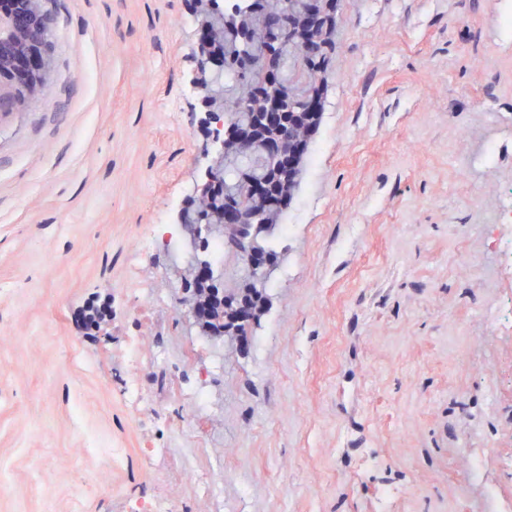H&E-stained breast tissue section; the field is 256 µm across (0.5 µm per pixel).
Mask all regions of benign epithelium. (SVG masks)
<instances>
[{"label": "benign epithelium", "instance_id": "1", "mask_svg": "<svg viewBox=\"0 0 512 512\" xmlns=\"http://www.w3.org/2000/svg\"><path fill=\"white\" fill-rule=\"evenodd\" d=\"M269 15L277 26L297 25L298 50L304 54L334 33V22L323 16L311 20L305 15L292 17L278 8V0H268ZM195 42L194 68L189 82L201 95L204 121L208 125L212 148L197 162L199 181L198 205L215 217L210 224H192L181 208L175 223L195 236H222L238 243L242 262L250 274L248 287L260 286L274 269V257L255 248L256 239L268 223V212L254 205H239L226 209L223 202L208 191L220 181L224 163L235 157L254 159L261 170L281 179L282 189L293 188V176L308 147L309 129L290 130L283 127L288 113L282 111L284 94L271 91L270 99L246 95L243 102L249 111L260 113L262 123L245 127L230 140L223 136L224 128L236 119L234 105L224 95L213 90L217 66L208 53L212 44L224 43V28L215 19L224 15V0H194ZM53 24L52 16L43 9L42 0H13L11 8L0 11V114L19 112L52 80V43L46 37ZM233 29L240 33L241 43L260 35L248 14L233 18ZM312 87L305 97L308 121H319L323 105L322 73L312 72L308 80Z\"/></svg>", "mask_w": 512, "mask_h": 512}]
</instances>
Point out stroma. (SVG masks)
Listing matches in <instances>:
<instances>
[{"label": "stroma", "mask_w": 512, "mask_h": 512, "mask_svg": "<svg viewBox=\"0 0 512 512\" xmlns=\"http://www.w3.org/2000/svg\"><path fill=\"white\" fill-rule=\"evenodd\" d=\"M53 82L0 116V512H491L464 441L512 502V269L489 228L512 196V0H345L321 120L246 344L188 315L183 253L129 262L186 204L210 145L187 0H44ZM494 146L490 166L459 161ZM176 307L150 316L131 297ZM94 297L110 321L87 333ZM500 323L490 329L485 313ZM166 355L121 380L129 337ZM205 381L194 431L174 389ZM120 463L78 455L87 436ZM163 442L157 485L142 451ZM146 339L144 336H132L126 349L128 372L124 379L123 390L128 404L138 409L142 404L152 400L151 394L142 384L135 370L143 364L148 354L146 352ZM143 501L135 499L131 502L129 512H183V502L173 496H156L153 495L147 500L143 497Z\"/></svg>", "instance_id": "stroma-1"}]
</instances>
